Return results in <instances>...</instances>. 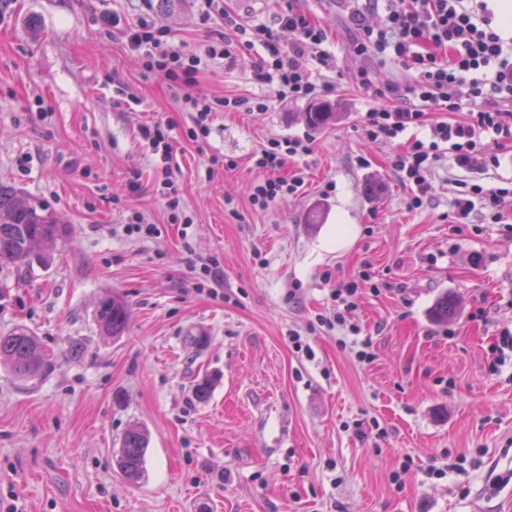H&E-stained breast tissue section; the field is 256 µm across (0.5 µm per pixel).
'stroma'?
Here are the masks:
<instances>
[{
    "mask_svg": "<svg viewBox=\"0 0 512 512\" xmlns=\"http://www.w3.org/2000/svg\"><path fill=\"white\" fill-rule=\"evenodd\" d=\"M305 6L340 70L361 67L334 0ZM139 13V0H0V183L70 227L50 268L0 269V333L27 326L52 363L32 385L0 367V502L19 512H512V482L484 493L512 473V361L490 366L497 333L512 330V201L502 223L476 213L452 224L443 165L432 203L408 210L392 146L361 135L367 94L345 78L309 101L273 99L246 53L234 70L207 67L194 90L267 96L270 108L216 113L207 141L180 139L192 224L171 223L137 128L154 117L180 129L188 115L181 91L125 45ZM154 14L192 47L224 28L201 22L192 0ZM120 85L138 104L117 106ZM322 104L336 119L309 130ZM306 133L303 193L253 209L249 154ZM215 155L236 168L211 166ZM137 212L158 237L118 232ZM192 261L218 266L223 296L198 288ZM350 280L361 291L353 320L373 344L367 363L338 330L313 325ZM445 293L460 309L438 323L430 311ZM105 294L129 308L115 339L100 338L93 317ZM292 331L312 356L293 348ZM198 333L210 342L195 350L187 339ZM74 340L86 345L78 359L66 353ZM205 376L214 386L201 404L193 385ZM136 422L151 440L146 475L130 483L112 454ZM444 461L446 477L429 475Z\"/></svg>",
    "mask_w": 512,
    "mask_h": 512,
    "instance_id": "1",
    "label": "stroma"
}]
</instances>
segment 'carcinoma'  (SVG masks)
I'll list each match as a JSON object with an SVG mask.
<instances>
[{"instance_id":"carcinoma-1","label":"carcinoma","mask_w":512,"mask_h":512,"mask_svg":"<svg viewBox=\"0 0 512 512\" xmlns=\"http://www.w3.org/2000/svg\"><path fill=\"white\" fill-rule=\"evenodd\" d=\"M335 117L336 113L328 104L308 113L312 125L325 124ZM68 232L69 226L62 223L48 205L0 183V265L26 269L38 265L45 269L52 260L47 245L65 238ZM458 309L457 298L443 294L435 302L432 316L437 321H446L453 318ZM94 320L100 335L120 337L128 327V308L115 296H103L96 302ZM0 365L24 382L37 380L51 370L39 337L26 326L0 335ZM149 444L150 433L143 425L134 424L124 432L115 454V468L123 479L137 483L144 477Z\"/></svg>"}]
</instances>
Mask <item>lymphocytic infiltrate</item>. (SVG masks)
Here are the masks:
<instances>
[{
  "instance_id": "f902f5d3",
  "label": "lymphocytic infiltrate",
  "mask_w": 512,
  "mask_h": 512,
  "mask_svg": "<svg viewBox=\"0 0 512 512\" xmlns=\"http://www.w3.org/2000/svg\"><path fill=\"white\" fill-rule=\"evenodd\" d=\"M202 21L219 16L224 31L202 48L174 42L160 26L151 8H144L136 23L124 31L129 50L147 70L165 72L182 89V106L191 124L185 131L196 142L211 134L217 112L260 114L270 98L291 101L315 98L333 90L330 79L336 59L324 48L327 32L298 4L287 0L273 20H245L228 9L224 0H194ZM494 0H344L353 31L350 51L356 57L393 64L397 72L383 87H375L372 71L363 67L350 80L374 90L380 103L366 112L361 125L371 144L403 142L404 149L389 160V167L408 188L407 207L430 204V175L439 161L448 163L451 187L449 207L455 223H469L475 209H483L491 224L502 220L501 208L512 198V187L487 188L473 182L471 173L499 170L498 154L512 142V37ZM294 34L282 44V32ZM254 52L255 81L273 86V97L210 96L192 93L198 74L209 63L223 61L233 69L242 52ZM174 127L150 120L139 124L140 139L156 157L158 192L171 215H179L181 199L174 176ZM310 137L272 138L251 153L249 161L259 174L253 184L251 205L268 211L284 196L298 195L306 180L296 161L311 153ZM333 316H318L319 326L353 335L358 361H370L371 341L361 335L350 315L358 307V287L343 284L329 294Z\"/></svg>"
}]
</instances>
